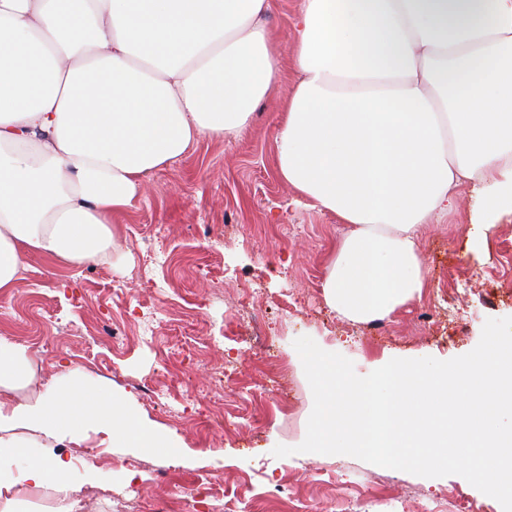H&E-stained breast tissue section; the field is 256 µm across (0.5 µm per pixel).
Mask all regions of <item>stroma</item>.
I'll use <instances>...</instances> for the list:
<instances>
[{
  "label": "stroma",
  "instance_id": "35a3bbf8",
  "mask_svg": "<svg viewBox=\"0 0 512 512\" xmlns=\"http://www.w3.org/2000/svg\"><path fill=\"white\" fill-rule=\"evenodd\" d=\"M301 0H272L267 17L280 76L236 139L207 137L142 183L136 207L114 226L109 263L72 275L27 257L24 281L0 301V333L27 346L43 391L60 359L111 381L151 423L176 434L183 453L111 452L89 438L77 456L111 469L112 485L82 487L78 512H135L166 501L180 512L177 485L204 479L250 512L255 495L288 486L296 499L332 512H452L462 497L472 512L500 504L458 475L427 478L347 455L274 457L276 445L305 438L313 395L296 338L350 359L356 372L388 357L448 360L478 344L486 319L512 316V214L486 238L470 236L479 207L470 185L456 189L447 213L433 216L418 246L428 282L420 300L398 308L382 328L336 317L322 281L349 227L277 174L281 102L298 82L294 28ZM168 255L160 267L146 249ZM248 293L246 307L216 300L218 290ZM155 338L141 341L154 310ZM429 313L421 324L420 313ZM117 324L131 343L113 351L99 326ZM137 467L143 479L126 482Z\"/></svg>",
  "mask_w": 512,
  "mask_h": 512
}]
</instances>
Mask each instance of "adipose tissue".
<instances>
[{"label":"adipose tissue","mask_w":512,"mask_h":512,"mask_svg":"<svg viewBox=\"0 0 512 512\" xmlns=\"http://www.w3.org/2000/svg\"><path fill=\"white\" fill-rule=\"evenodd\" d=\"M270 0H0V298L26 256L106 261L142 179L206 137H239L279 80ZM299 80L277 128L281 177L351 230L328 307L384 320L427 286L419 229L471 184L473 218L512 211V0H301ZM28 349L0 336V512L103 471L56 452L173 448L120 392L63 362L36 398Z\"/></svg>","instance_id":"1"}]
</instances>
